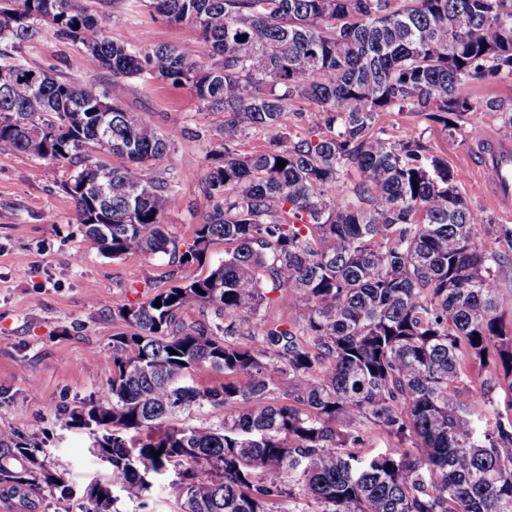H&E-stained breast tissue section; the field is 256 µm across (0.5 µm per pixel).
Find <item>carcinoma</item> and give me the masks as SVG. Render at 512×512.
I'll return each mask as SVG.
<instances>
[{"instance_id": "carcinoma-1", "label": "carcinoma", "mask_w": 512, "mask_h": 512, "mask_svg": "<svg viewBox=\"0 0 512 512\" xmlns=\"http://www.w3.org/2000/svg\"><path fill=\"white\" fill-rule=\"evenodd\" d=\"M143 2L189 25L210 62L192 44L111 40L78 0H0V42L19 48L49 28L115 83L162 79L224 113L206 155L214 203L181 260L200 263L219 241L224 259L118 308L127 330L112 337L109 402L63 411L67 424L103 431L92 450L111 466L107 482L83 488L85 512H109L116 486L144 505L171 470L168 486L191 512H272L298 500L316 512H512V400L487 427L495 403L466 373L477 363L485 384L512 391L496 275L512 265V227L499 229L511 252L482 248L475 226L487 217L466 203L460 175L421 140H393L378 125L379 113L406 110L458 129L475 108L470 85L512 77V0ZM1 67L15 74L0 84V152L69 166L62 191L101 252H178L163 224L175 178L149 167L178 133L156 131L116 98L104 110L95 83ZM302 99L319 119L295 135L288 114ZM251 130L267 132L268 145L242 154ZM99 169L112 189L103 201L83 189ZM101 225L111 231L99 239ZM268 287L301 323L256 331ZM196 307L215 321L183 324ZM204 368L224 383L191 378ZM205 404L224 419L181 422ZM369 427L397 445L360 455ZM47 457L31 439L0 440V498L35 512V489L73 493Z\"/></svg>"}]
</instances>
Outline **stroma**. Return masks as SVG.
<instances>
[{
    "instance_id": "stroma-1",
    "label": "stroma",
    "mask_w": 512,
    "mask_h": 512,
    "mask_svg": "<svg viewBox=\"0 0 512 512\" xmlns=\"http://www.w3.org/2000/svg\"><path fill=\"white\" fill-rule=\"evenodd\" d=\"M79 2L102 20L106 35L114 40L153 47L196 38L190 27L166 23L139 0H123L117 7L112 0ZM0 51L76 83H98L143 123L160 132H177L173 149L152 162L151 169L157 174L176 171L177 197L165 209L163 221L179 246L189 245L196 224L212 207L204 190L206 154L223 113L204 107L186 88L152 79L113 82L108 71L87 66L81 45L51 30L19 50L5 43ZM469 94L477 108L452 132L410 112L381 113L378 124L392 139L421 140L461 173L462 196L490 219L477 225L476 239L491 247L495 240L490 224L512 225V216L503 215L485 195L469 131L478 127L499 133L500 111L489 110L487 104L512 109V78L471 85ZM66 177V168L55 163L0 153V432L35 436L51 465L65 471L74 489L70 495L35 492L37 512H82L81 489L108 477V463L90 452L89 431L68 426L58 411L106 400L112 338L127 329L118 307L204 276L224 256L220 243L202 264H183L170 254L104 256L76 222L74 203L61 189Z\"/></svg>"
}]
</instances>
